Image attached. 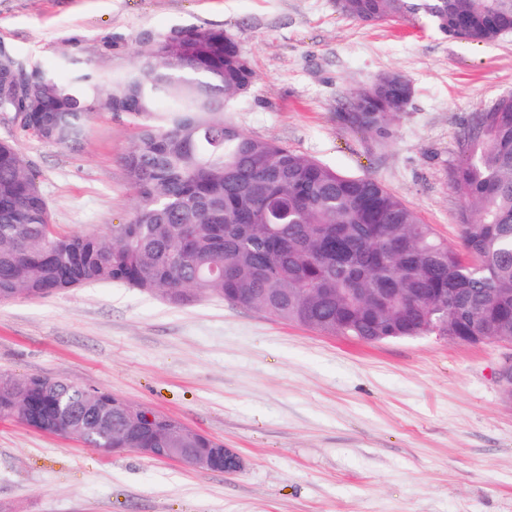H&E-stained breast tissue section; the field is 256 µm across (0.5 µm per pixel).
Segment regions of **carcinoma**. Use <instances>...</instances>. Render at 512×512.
Listing matches in <instances>:
<instances>
[{
	"label": "carcinoma",
	"mask_w": 512,
	"mask_h": 512,
	"mask_svg": "<svg viewBox=\"0 0 512 512\" xmlns=\"http://www.w3.org/2000/svg\"><path fill=\"white\" fill-rule=\"evenodd\" d=\"M366 23H424L454 39L494 42L512 33V0H337ZM254 72L221 30L165 35L134 67L97 84L62 83L41 67L24 88L22 128L77 146L92 116L123 113L135 128L124 156L129 219L105 234H65L23 156L0 141V301L45 298L91 283H121L177 305L205 298L262 312L325 336L366 344L446 336L512 339V95L478 112L463 137L456 185L469 204L467 266L379 179L352 177L250 136L226 105ZM409 101L391 82L349 96L348 119L378 132ZM448 300V318L435 313ZM0 390V418L59 433L66 409L91 442L117 448H209L211 437L167 417L136 427L108 391L43 376Z\"/></svg>",
	"instance_id": "obj_1"
}]
</instances>
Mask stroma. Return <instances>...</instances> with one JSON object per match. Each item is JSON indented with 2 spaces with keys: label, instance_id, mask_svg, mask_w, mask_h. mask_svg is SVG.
<instances>
[{
  "label": "stroma",
  "instance_id": "1",
  "mask_svg": "<svg viewBox=\"0 0 512 512\" xmlns=\"http://www.w3.org/2000/svg\"><path fill=\"white\" fill-rule=\"evenodd\" d=\"M186 29L224 30L251 91L224 117L248 135L381 180L463 251L460 137L512 94V34L451 39L363 23L336 0H0V48L70 78L131 69ZM397 72L412 96L377 133L348 94ZM122 114L77 147L0 114L68 234L104 233L132 208ZM512 345L433 336L365 344L206 298L176 306L119 283L0 303V375L64 377L165 412L236 450L240 471H198L0 419V512H512V401L495 374Z\"/></svg>",
  "mask_w": 512,
  "mask_h": 512
}]
</instances>
